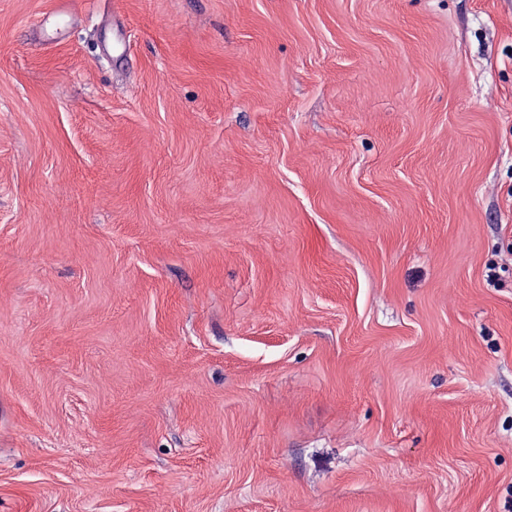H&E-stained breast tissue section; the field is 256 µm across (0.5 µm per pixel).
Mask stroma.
I'll return each mask as SVG.
<instances>
[{"instance_id":"obj_1","label":"stroma","mask_w":512,"mask_h":512,"mask_svg":"<svg viewBox=\"0 0 512 512\" xmlns=\"http://www.w3.org/2000/svg\"><path fill=\"white\" fill-rule=\"evenodd\" d=\"M0 512H512V0H0Z\"/></svg>"}]
</instances>
